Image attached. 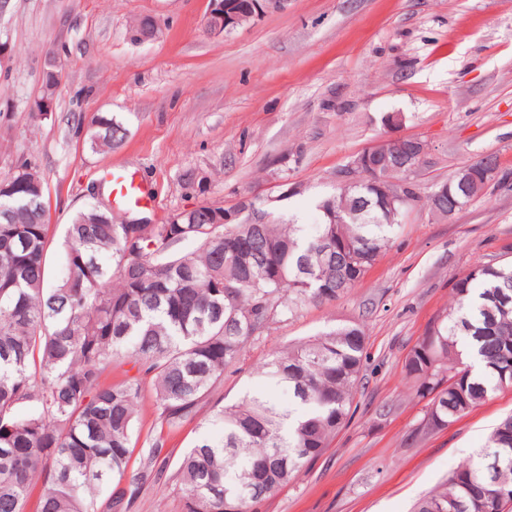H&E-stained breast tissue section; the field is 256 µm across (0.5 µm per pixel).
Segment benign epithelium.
<instances>
[{"instance_id": "benign-epithelium-1", "label": "benign epithelium", "mask_w": 512, "mask_h": 512, "mask_svg": "<svg viewBox=\"0 0 512 512\" xmlns=\"http://www.w3.org/2000/svg\"><path fill=\"white\" fill-rule=\"evenodd\" d=\"M283 0H209L206 15V28L215 37L231 33L238 26L265 10L282 3ZM60 75L52 70V78L43 86L41 107L36 109L41 115L53 111L55 91ZM428 152L426 141L409 135H390L355 155L338 173L337 182L342 187L359 182L360 177L370 179L377 188L379 204L386 210L395 209V205L405 200L403 191L411 185L409 176L423 163ZM497 175L493 164L469 165L458 170L452 178L438 184L433 193L437 201H442L449 193L451 185L462 188L469 186L485 187Z\"/></svg>"}]
</instances>
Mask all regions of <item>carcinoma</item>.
<instances>
[{
  "mask_svg": "<svg viewBox=\"0 0 512 512\" xmlns=\"http://www.w3.org/2000/svg\"><path fill=\"white\" fill-rule=\"evenodd\" d=\"M94 151L127 129L98 115L83 128ZM313 230L263 224H128L138 208L77 211L58 277L47 285L43 197L20 185L0 194V512H130L163 474L164 432L204 415L205 431L172 474L181 512H258L322 455L351 418L362 384L366 334L335 323L275 347L261 373L288 391L212 405L206 398L248 345L303 306L334 302L373 266L402 226L361 181L331 195ZM125 365L135 374L107 382ZM427 400L415 443L442 431L495 391L512 388V260L471 269L405 362ZM157 435L136 469L145 388ZM414 512H512V415L472 459Z\"/></svg>",
  "mask_w": 512,
  "mask_h": 512,
  "instance_id": "obj_1",
  "label": "carcinoma"
}]
</instances>
